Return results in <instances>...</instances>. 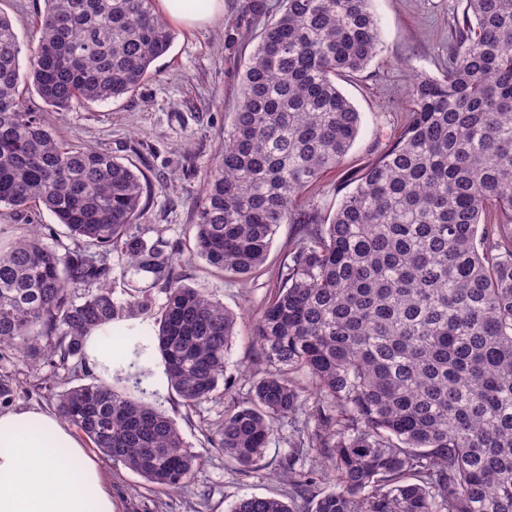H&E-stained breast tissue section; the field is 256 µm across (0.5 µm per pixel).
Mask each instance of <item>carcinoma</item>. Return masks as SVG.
<instances>
[{
	"label": "carcinoma",
	"instance_id": "1",
	"mask_svg": "<svg viewBox=\"0 0 512 512\" xmlns=\"http://www.w3.org/2000/svg\"><path fill=\"white\" fill-rule=\"evenodd\" d=\"M370 2L285 0L248 58L196 204L197 256L240 277L279 225H304L253 322L263 375L213 444L247 473L276 422L309 408L316 426L282 462L288 501L244 496L231 512H512V0H465L447 70L413 81L396 142L323 222L297 199L359 133L336 78L377 54ZM37 28L23 77L0 14V206L43 207L97 251L61 252L36 232L0 251V359L80 362L91 330L151 307L113 297L115 250L163 284L157 349L184 405L221 382L230 394L237 318L182 284L178 252L132 232L144 176L65 142L27 96L69 112L129 95L173 30L156 0H43ZM144 394L133 374L123 390L66 385L55 405L113 464L179 492L199 456ZM328 478L334 490L316 493Z\"/></svg>",
	"mask_w": 512,
	"mask_h": 512
}]
</instances>
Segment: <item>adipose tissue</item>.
<instances>
[{
    "instance_id": "obj_1",
    "label": "adipose tissue",
    "mask_w": 512,
    "mask_h": 512,
    "mask_svg": "<svg viewBox=\"0 0 512 512\" xmlns=\"http://www.w3.org/2000/svg\"><path fill=\"white\" fill-rule=\"evenodd\" d=\"M154 347L140 329L120 344L112 327L84 339L87 366L104 380L149 364ZM0 512H115L97 457L67 424L39 408L0 410Z\"/></svg>"
}]
</instances>
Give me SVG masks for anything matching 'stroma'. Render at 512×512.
Returning a JSON list of instances; mask_svg holds the SVG:
<instances>
[{
    "mask_svg": "<svg viewBox=\"0 0 512 512\" xmlns=\"http://www.w3.org/2000/svg\"><path fill=\"white\" fill-rule=\"evenodd\" d=\"M248 0H224V13L213 24L189 28L172 22L176 33L168 52L152 65V74L133 94L92 103L60 114L47 112V123L62 139L110 152L118 161L140 169L150 186L146 206L133 230L147 243L166 241L179 250L175 272L183 284L224 304L237 317V334L226 354L227 376L234 386L230 398H213L194 408L184 407L164 374L162 358L140 369L147 401L178 425L188 448L199 454L187 491L149 488L129 469L103 461L117 512H230L242 496L287 499V478L279 462L289 451L288 433L280 431L269 443L257 468L236 472L211 436L224 419L228 399L247 403L254 381L265 368L252 339V324L272 289L279 285L284 260L301 236L297 224L280 225L262 266L247 277H231L194 256L195 205L205 191L204 177L224 140V129L237 105V84L268 18L278 15L281 0H265V15L246 18ZM463 0H372L381 32L377 56L357 77L337 85L357 108L361 127L341 165L328 171L303 199L321 215H332L353 180L398 137L411 109L409 86L417 75L441 76L448 67V36L462 18ZM42 224L43 240L56 247H76L64 225L48 211L34 216L0 207V249L30 231V221ZM126 259L112 255V291L126 298L136 290L152 306L134 318L116 322L114 331L136 327L155 335L165 295L145 274H127ZM0 375L8 376L13 407L54 409V395L65 382L86 384L96 374L86 365L68 362L29 366L0 360Z\"/></svg>",
    "mask_w": 512,
    "mask_h": 512,
    "instance_id": "stroma-1",
    "label": "stroma"
}]
</instances>
